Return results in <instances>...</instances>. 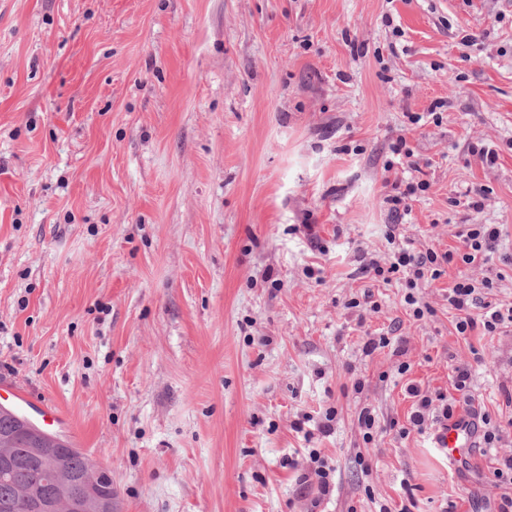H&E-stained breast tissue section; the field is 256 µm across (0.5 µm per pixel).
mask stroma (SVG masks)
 Segmentation results:
<instances>
[{
	"instance_id": "1",
	"label": "stroma",
	"mask_w": 512,
	"mask_h": 512,
	"mask_svg": "<svg viewBox=\"0 0 512 512\" xmlns=\"http://www.w3.org/2000/svg\"><path fill=\"white\" fill-rule=\"evenodd\" d=\"M392 223L418 250L502 224L512 255V0H0V380L60 410L114 512H497L512 431L453 468L408 388L505 423L512 334L458 336L455 267L414 320L363 271ZM391 186V192L386 196V202L390 205V211L396 216L402 211H408V202L416 197L418 192H425L429 188L428 182L419 180L417 182H407L402 189L403 183L394 181L393 183L386 182ZM410 394L417 398L416 400V410L412 413L409 418V425L412 428H416L417 431H423L424 425L426 423V416L434 406L435 401H444L442 395H437L434 399L431 395L427 394V392L422 393L421 390L417 386H412L409 388ZM309 459L310 465L308 470L299 475L298 480L303 485L315 479L320 494L326 496L331 491L332 473L335 472V469L321 457L320 452L316 449L310 450Z\"/></svg>"
}]
</instances>
